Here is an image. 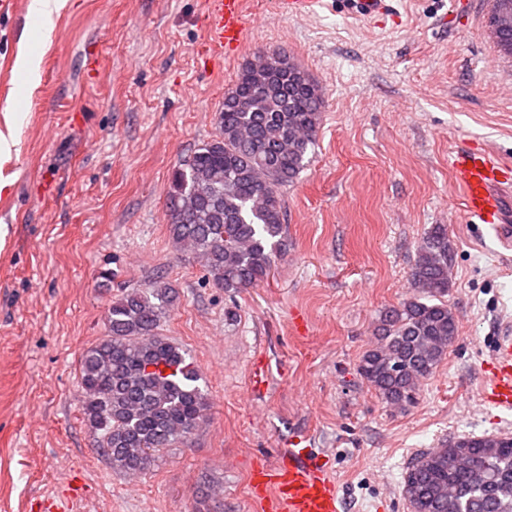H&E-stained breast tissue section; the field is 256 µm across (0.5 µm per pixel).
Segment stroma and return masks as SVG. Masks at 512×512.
<instances>
[{
    "label": "stroma",
    "instance_id": "stroma-1",
    "mask_svg": "<svg viewBox=\"0 0 512 512\" xmlns=\"http://www.w3.org/2000/svg\"><path fill=\"white\" fill-rule=\"evenodd\" d=\"M16 2L0 15V111L24 112L17 151L0 158L12 181L0 193V512H32L70 484L79 496L62 512H260L251 473L299 433L343 512H410L416 453L512 433V416L479 400L512 323V259L465 218L449 165L470 148L512 160V59L487 27L490 0H391L373 21L353 0H316L299 19L245 0L248 52L231 58L202 53L204 0H66L45 42L29 0ZM23 48L42 56L24 96ZM261 50L286 52L324 104L311 162L285 192L271 273L231 294L176 252L166 203L180 160L216 134L225 93ZM435 224L453 243L458 334L399 409L356 366L380 342L381 312L411 296ZM159 275L176 295L160 332L198 366L208 408L188 446L131 476L97 451L81 359L121 290Z\"/></svg>",
    "mask_w": 512,
    "mask_h": 512
}]
</instances>
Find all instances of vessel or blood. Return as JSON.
Segmentation results:
<instances>
[{
    "label": "vessel or blood",
    "instance_id": "b4317fda",
    "mask_svg": "<svg viewBox=\"0 0 512 512\" xmlns=\"http://www.w3.org/2000/svg\"><path fill=\"white\" fill-rule=\"evenodd\" d=\"M207 42L229 54L243 48L246 30L244 0H205ZM451 172L464 194V211L490 225L503 246L512 247V226L501 223L503 185L512 183V162L486 151L454 160ZM485 372L488 383L481 402L512 411V331L497 338ZM252 487L263 512H342L336 484L302 438L290 441L279 463L253 472Z\"/></svg>",
    "mask_w": 512,
    "mask_h": 512
}]
</instances>
